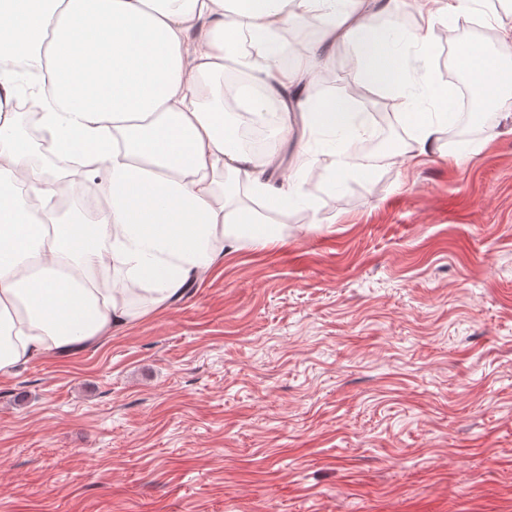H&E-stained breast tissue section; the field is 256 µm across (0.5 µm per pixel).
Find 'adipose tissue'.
<instances>
[{
    "label": "adipose tissue",
    "mask_w": 512,
    "mask_h": 512,
    "mask_svg": "<svg viewBox=\"0 0 512 512\" xmlns=\"http://www.w3.org/2000/svg\"><path fill=\"white\" fill-rule=\"evenodd\" d=\"M393 0H0V58L25 61L32 106L54 143L87 152L84 174L102 206L94 219L60 215L74 172L47 174L11 107L12 72L0 70V375L33 358L98 343L133 316L113 272L146 287L153 309L181 301L223 258L281 237L273 219L229 208L219 172L242 176L278 209L292 174L272 175L224 118V72L254 87L249 111L274 107L276 144L294 124L344 137L359 131L352 103L313 92L314 62L362 39L356 77L393 84L411 58L372 27ZM329 18L317 45L279 64L290 28ZM412 156L429 154L435 121L407 100Z\"/></svg>",
    "instance_id": "adipose-tissue-1"
}]
</instances>
